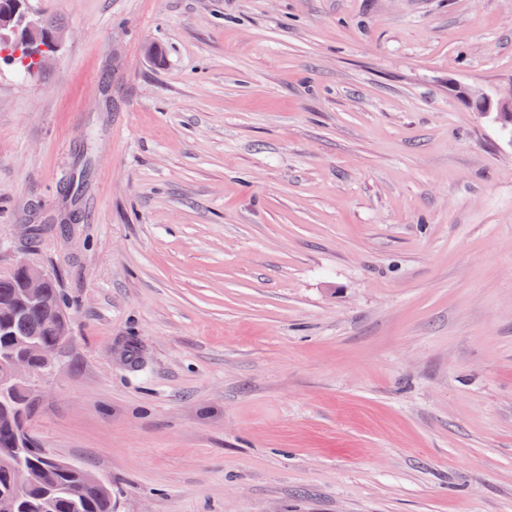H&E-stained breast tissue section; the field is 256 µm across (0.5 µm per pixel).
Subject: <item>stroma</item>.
Here are the masks:
<instances>
[{
	"label": "stroma",
	"mask_w": 512,
	"mask_h": 512,
	"mask_svg": "<svg viewBox=\"0 0 512 512\" xmlns=\"http://www.w3.org/2000/svg\"><path fill=\"white\" fill-rule=\"evenodd\" d=\"M0 270L43 447L114 512H512V0H28ZM24 4L25 0L11 1L9 10L1 14L0 44L16 47L0 46V53L6 50L7 52L2 53L5 62L8 53L10 65H15L18 70L26 73L40 70L47 65L51 56L61 48L64 33L56 25L52 26L48 21L50 19H31ZM23 49L35 62L31 70L33 62L28 59ZM465 103L485 114H496V121L500 123L503 130L511 132L512 129V88L505 93L492 98L484 93L469 91L462 92ZM11 269L17 271L8 276L0 275V358L1 354L24 352L29 344L45 349L58 348L67 336H59L61 329L68 331L69 328L67 320L62 323L46 313L62 316L57 295L46 290L58 294L63 305L56 280L51 277L48 288L49 272L26 259L15 260ZM19 271L24 273V279ZM23 292L28 301L46 312L27 302ZM58 352V349H42L39 357L49 367Z\"/></svg>",
	"instance_id": "1"
}]
</instances>
